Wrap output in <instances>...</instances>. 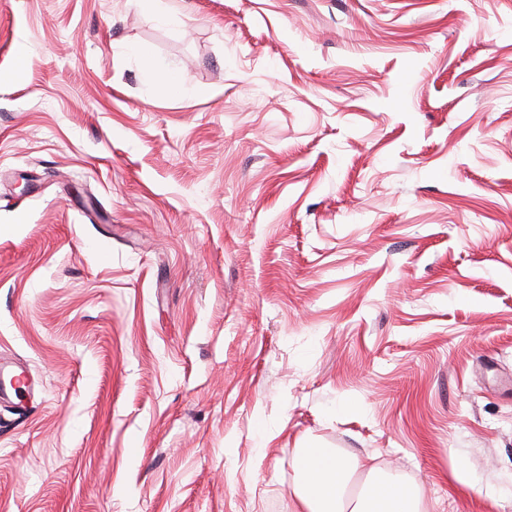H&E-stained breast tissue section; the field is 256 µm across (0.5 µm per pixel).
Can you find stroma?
<instances>
[{
  "label": "stroma",
  "instance_id": "1",
  "mask_svg": "<svg viewBox=\"0 0 512 512\" xmlns=\"http://www.w3.org/2000/svg\"><path fill=\"white\" fill-rule=\"evenodd\" d=\"M0 358V512H512V0H0ZM17 396L30 395L35 390L34 380L19 365H0V392ZM300 485L296 512H423L411 490L382 477L381 469L354 456L342 460L323 448H305L297 455ZM370 479L362 499L345 490L354 476ZM369 503L377 505L370 508Z\"/></svg>",
  "mask_w": 512,
  "mask_h": 512
}]
</instances>
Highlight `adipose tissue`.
<instances>
[{
	"label": "adipose tissue",
	"instance_id": "1",
	"mask_svg": "<svg viewBox=\"0 0 512 512\" xmlns=\"http://www.w3.org/2000/svg\"><path fill=\"white\" fill-rule=\"evenodd\" d=\"M297 463V512H422L408 487L383 478L380 468L360 457L345 461L325 449L306 448L299 452ZM357 475L369 481L359 500L345 493Z\"/></svg>",
	"mask_w": 512,
	"mask_h": 512
}]
</instances>
